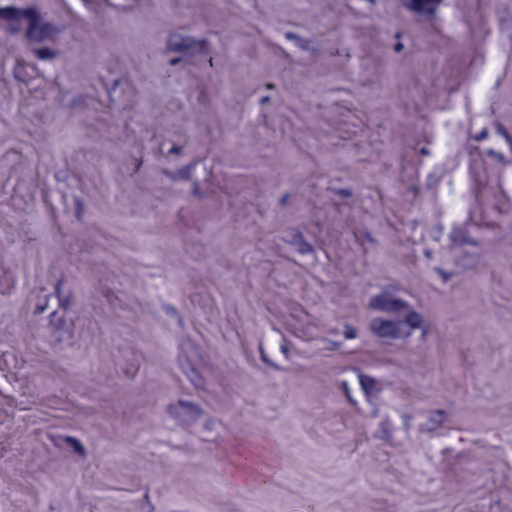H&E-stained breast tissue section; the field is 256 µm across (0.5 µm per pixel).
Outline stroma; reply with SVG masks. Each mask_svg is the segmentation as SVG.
<instances>
[{
    "label": "stroma",
    "instance_id": "1",
    "mask_svg": "<svg viewBox=\"0 0 512 512\" xmlns=\"http://www.w3.org/2000/svg\"><path fill=\"white\" fill-rule=\"evenodd\" d=\"M29 2L0 512H512V0ZM232 434L279 477L226 492ZM20 37H16L18 41L30 43L35 39L48 38L54 40V32L50 22L40 12L34 10L22 18L16 25L14 30ZM49 41H35L30 43V49L34 54H40L49 50ZM373 335L389 345L407 344L423 323L419 308L398 289H382L368 303Z\"/></svg>",
    "mask_w": 512,
    "mask_h": 512
}]
</instances>
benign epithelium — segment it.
<instances>
[{"label":"benign epithelium","mask_w":512,"mask_h":512,"mask_svg":"<svg viewBox=\"0 0 512 512\" xmlns=\"http://www.w3.org/2000/svg\"><path fill=\"white\" fill-rule=\"evenodd\" d=\"M28 10L22 0H0V32L10 35L16 18ZM368 318L373 335L389 345L408 343L423 323L419 308L398 289H382L374 295Z\"/></svg>","instance_id":"benign-epithelium-1"}]
</instances>
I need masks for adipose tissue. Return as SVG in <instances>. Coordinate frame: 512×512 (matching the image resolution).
Listing matches in <instances>:
<instances>
[{"label":"adipose tissue","mask_w":512,"mask_h":512,"mask_svg":"<svg viewBox=\"0 0 512 512\" xmlns=\"http://www.w3.org/2000/svg\"><path fill=\"white\" fill-rule=\"evenodd\" d=\"M286 461L275 439L232 437L216 453L214 466L224 475L227 488L274 481Z\"/></svg>","instance_id":"obj_1"}]
</instances>
